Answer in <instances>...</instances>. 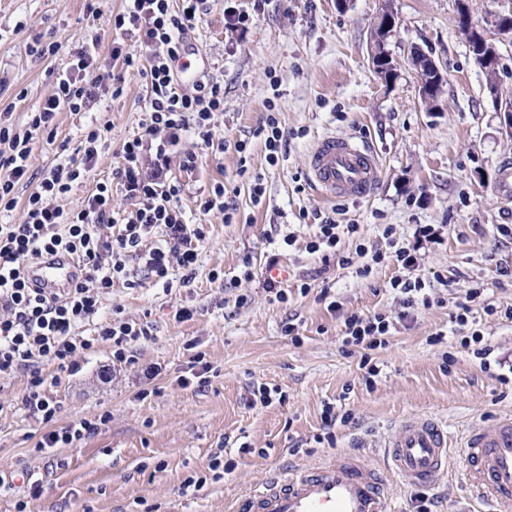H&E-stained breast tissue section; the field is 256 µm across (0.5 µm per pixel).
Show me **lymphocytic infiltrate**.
Returning a JSON list of instances; mask_svg holds the SVG:
<instances>
[{
  "instance_id": "obj_1",
  "label": "lymphocytic infiltrate",
  "mask_w": 512,
  "mask_h": 512,
  "mask_svg": "<svg viewBox=\"0 0 512 512\" xmlns=\"http://www.w3.org/2000/svg\"><path fill=\"white\" fill-rule=\"evenodd\" d=\"M205 3L181 0L176 7L172 0H126L125 9L112 18L120 39L113 42L111 56L126 67L139 68L149 92L143 130L122 143V164L112 172L114 180L123 181L134 203L131 213L113 210L112 185L106 181L98 183L78 208L67 210L58 203L75 181L97 165L102 140L98 126L88 127L74 156L40 176L29 172L35 141L55 139L58 112H84L99 97L122 95L121 76L104 78L98 72L99 39L72 51L67 66L55 73L52 93L28 113L25 124L0 117V213L18 204L16 185L23 182L31 187L23 204V223L0 224V377L26 372L22 404L33 420L47 427L37 443L38 451L68 447L110 420L104 413L94 422L81 419L53 428L57 406L47 390L44 366H55L60 374L74 372L80 359L100 342L111 343L114 359L122 363L128 344L150 334L146 324L119 316L100 321L113 288L137 287L144 276L165 285L176 269L181 270L183 283L195 277L206 229L186 222L178 204L183 187L168 181L167 174L168 150L187 131H194L213 152L230 147L214 139L211 128L213 114L224 109L223 85L204 76L188 92L180 86L175 70L183 43L198 25ZM128 36L133 37V45H125ZM151 146L156 149L153 171L143 176L139 165ZM312 220L316 231L307 240L306 250L321 254L323 260L334 257L340 266H351V258L337 255L336 247L342 235L357 234L358 224L339 223L335 213L321 210L313 212ZM382 238L383 247L370 251L358 246V254L369 257L367 264L357 268L358 275L366 277L373 266L397 263L403 273L393 279L392 288L403 307L429 305L423 280L408 275L415 265L410 247L401 242L391 224L384 226ZM52 249L68 251L82 266L80 277L69 288L53 294L31 287L26 278L36 258ZM86 327L91 330L87 336L82 333ZM392 327L381 312L353 313L344 319L343 343L363 350L368 377L379 374L369 353L386 345Z\"/></svg>"
}]
</instances>
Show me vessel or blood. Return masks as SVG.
<instances>
[{
    "label": "vessel or blood",
    "instance_id": "b4317fda",
    "mask_svg": "<svg viewBox=\"0 0 512 512\" xmlns=\"http://www.w3.org/2000/svg\"><path fill=\"white\" fill-rule=\"evenodd\" d=\"M310 180L331 199L372 195L380 178L374 150L348 137L321 138L309 155ZM79 274L65 251L43 254L28 272L45 290L69 287ZM447 425L432 417H409L387 443L389 467L406 484L429 487L448 469ZM471 487L488 512H512V414L473 427L463 438ZM384 480L364 459L339 454L306 471L273 472L238 501L235 512H391Z\"/></svg>",
    "mask_w": 512,
    "mask_h": 512
}]
</instances>
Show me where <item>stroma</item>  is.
Instances as JSON below:
<instances>
[{"label": "stroma", "instance_id": "35a3bbf8", "mask_svg": "<svg viewBox=\"0 0 512 512\" xmlns=\"http://www.w3.org/2000/svg\"><path fill=\"white\" fill-rule=\"evenodd\" d=\"M466 2L473 23L488 12L512 10V0H352L347 10L336 0H236L250 17L246 32L231 25L227 0H208L206 12L187 41L200 55L199 70L224 85V109L212 116L215 137L249 143L247 166L262 174L266 193L253 203L237 175L234 150L212 154L192 133L170 153L171 181L183 184L180 205L188 222L205 225L207 239L196 277L189 286L165 289L152 281L113 289L107 308L147 324L148 338L129 346L128 362L112 357L111 343L99 344L80 369L62 375L50 394L57 405L55 428L99 414L110 421L78 443L48 454L35 449L42 428L26 416L22 397L28 377L0 378V512H233L236 501L270 473L310 466L333 453H356L382 471L396 512H417L427 498L432 512H486L466 487L459 438L468 428L512 413V383L480 369V361L455 346V304L468 289L482 287L471 318L497 355L512 357V321L499 310L512 307V284L500 268L512 267V198L495 188L504 160H512V137L485 95V74L457 24V5ZM401 20L387 48L397 60V77L380 80L368 60L370 31L384 5ZM124 0H98L88 14L85 0H0V112L25 123L33 105L51 93L52 68L64 65L66 50L89 37L109 55L116 33L113 15ZM56 42L64 52L39 57L35 46ZM430 54L447 84L436 107L425 104L419 77L409 58L413 48ZM125 74L122 96L95 103L90 111L57 116L53 144H36L29 171L38 174L73 155L86 125L103 129L97 166L59 198L64 208L79 207L121 166V143L141 132L146 119V86L137 71ZM274 108L288 132L283 158L269 164L252 133ZM327 134L368 142L381 163L371 197L331 201L314 189L307 162L318 139ZM193 153V169L184 154ZM227 189L226 203L237 214L225 223L221 209L200 213V192L216 184ZM339 209L343 221L359 224L358 237H342L336 250L351 257L345 268L303 247L281 248L283 232L300 237L314 232L307 216ZM394 225L416 258L430 306L403 310L391 281L402 269L391 262L369 277L356 275L363 263L357 244L380 243L383 225ZM277 258L275 277L288 294L278 301L263 286L266 264ZM253 276L244 279L242 271ZM309 282V294L297 286ZM330 289L338 312L320 301ZM243 305H236L237 296ZM497 314H487V305ZM192 320H177L181 307ZM353 312H382L395 330L385 348L371 358L380 370L373 385L363 380L360 349L342 343L343 320ZM295 324L297 336L285 332ZM443 334L442 343L428 339ZM212 366L203 385L181 387L195 352ZM256 384L278 388L282 402L249 407ZM350 411L337 423L332 442L317 443L324 432L325 404ZM412 415L445 421L453 440L448 472L437 487H412L388 470L384 443L396 425ZM250 452H240L241 444ZM224 448L234 468L223 478H207L197 489L184 480L205 475L208 460ZM37 473L41 491L28 494L20 473Z\"/></svg>", "mask_w": 512, "mask_h": 512}]
</instances>
